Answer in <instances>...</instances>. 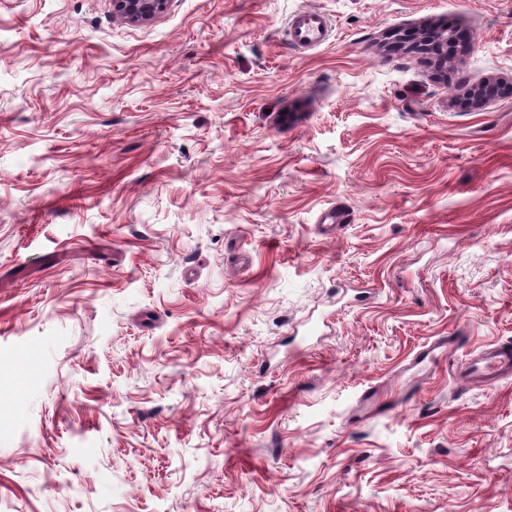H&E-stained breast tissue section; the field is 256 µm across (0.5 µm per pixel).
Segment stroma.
I'll list each match as a JSON object with an SVG mask.
<instances>
[{"label": "stroma", "mask_w": 512, "mask_h": 512, "mask_svg": "<svg viewBox=\"0 0 512 512\" xmlns=\"http://www.w3.org/2000/svg\"><path fill=\"white\" fill-rule=\"evenodd\" d=\"M487 79L512 0H0V512H512V379H459L512 343ZM170 0H112V15L122 22L139 26L162 14ZM331 25L321 12L308 9L296 13L288 22L290 41L301 48H316L323 44L330 34Z\"/></svg>", "instance_id": "1"}]
</instances>
